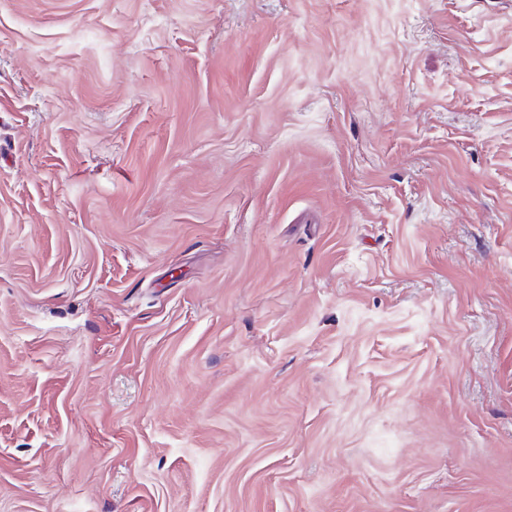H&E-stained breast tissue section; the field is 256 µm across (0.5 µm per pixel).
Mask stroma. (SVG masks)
Returning <instances> with one entry per match:
<instances>
[{"mask_svg":"<svg viewBox=\"0 0 512 512\" xmlns=\"http://www.w3.org/2000/svg\"><path fill=\"white\" fill-rule=\"evenodd\" d=\"M0 512H512V0H0Z\"/></svg>","mask_w":512,"mask_h":512,"instance_id":"obj_1","label":"stroma"}]
</instances>
